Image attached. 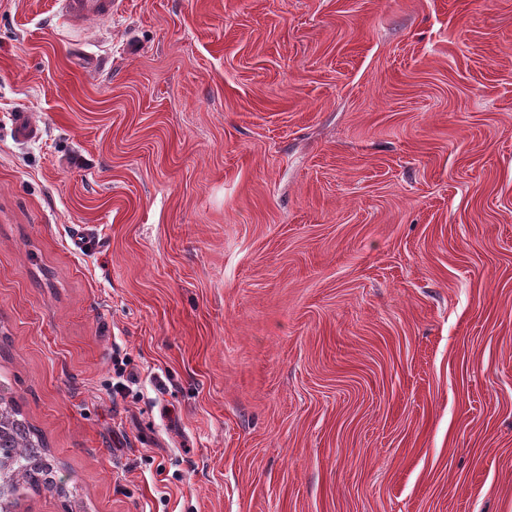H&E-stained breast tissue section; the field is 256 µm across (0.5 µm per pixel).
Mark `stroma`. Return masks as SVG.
<instances>
[{
	"instance_id": "obj_1",
	"label": "stroma",
	"mask_w": 512,
	"mask_h": 512,
	"mask_svg": "<svg viewBox=\"0 0 512 512\" xmlns=\"http://www.w3.org/2000/svg\"><path fill=\"white\" fill-rule=\"evenodd\" d=\"M0 383L17 512H512V0H0ZM62 12L71 20L108 19L117 0H61ZM0 404V512H15L21 490H53L57 466L44 439L10 398Z\"/></svg>"
}]
</instances>
